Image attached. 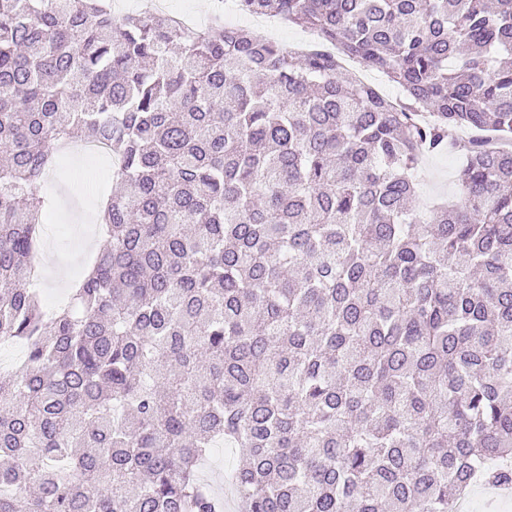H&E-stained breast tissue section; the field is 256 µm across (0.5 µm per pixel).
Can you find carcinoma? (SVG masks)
<instances>
[{
	"label": "carcinoma",
	"mask_w": 512,
	"mask_h": 512,
	"mask_svg": "<svg viewBox=\"0 0 512 512\" xmlns=\"http://www.w3.org/2000/svg\"><path fill=\"white\" fill-rule=\"evenodd\" d=\"M300 51L107 0H0V512H456L512 486V0H240ZM383 73L394 104L336 56ZM458 200L415 207L448 128ZM115 160L48 315L56 151ZM26 357V346L15 343V346L0 347V376L5 377L20 367ZM246 455V448H225L224 445L213 448L211 454L202 461L199 468L201 481L224 494L225 512H235L233 496L229 490V475L232 469ZM208 465V466H207ZM214 490V489H213ZM215 491V490H214Z\"/></svg>",
	"instance_id": "carcinoma-1"
}]
</instances>
